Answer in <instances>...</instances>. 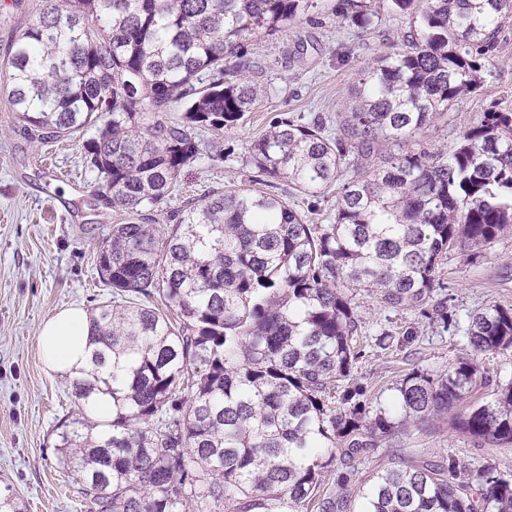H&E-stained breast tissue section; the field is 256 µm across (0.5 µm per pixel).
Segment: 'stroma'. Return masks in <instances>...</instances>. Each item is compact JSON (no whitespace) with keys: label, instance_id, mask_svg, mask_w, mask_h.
<instances>
[{"label":"stroma","instance_id":"stroma-1","mask_svg":"<svg viewBox=\"0 0 512 512\" xmlns=\"http://www.w3.org/2000/svg\"><path fill=\"white\" fill-rule=\"evenodd\" d=\"M343 4L318 0L296 25L252 42L261 65L256 81L272 87V94L224 135L196 129L202 153L185 168L169 199L151 210L156 223L168 224L171 213L201 203L217 186L248 178L254 189L265 190L267 176L246 163L250 144L283 115L305 122L335 115L368 59L388 51L408 29L405 16L384 12L374 30L358 38L333 16ZM42 5L43 0H0V48ZM492 109H512V25L499 37L480 91L428 125L420 140L429 150H447ZM97 182L81 142L30 138L0 94V497L14 499L20 512H88L78 485L63 474L55 448L60 425L79 411L73 381L45 368L37 334L57 311L90 312L112 298L97 269V252L109 226L125 223L127 214L97 198ZM440 279L456 320L449 328L421 310H383L357 296L369 344L355 376L367 390L369 407H386L392 382L409 371L441 372L463 356L470 313L492 305L512 307V234L486 248L449 252ZM384 331L394 336L386 350L374 343ZM401 453L433 463L451 454L474 466L490 462L512 470V447L475 442L444 418L411 431Z\"/></svg>","mask_w":512,"mask_h":512}]
</instances>
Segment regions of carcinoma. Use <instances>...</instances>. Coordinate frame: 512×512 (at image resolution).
Listing matches in <instances>:
<instances>
[{
  "mask_svg": "<svg viewBox=\"0 0 512 512\" xmlns=\"http://www.w3.org/2000/svg\"><path fill=\"white\" fill-rule=\"evenodd\" d=\"M314 2L44 0L5 51L25 130L95 129L82 147L97 197L129 213L99 246L112 303L91 316L96 370L74 383L83 415L55 445L89 512H512V472L492 464L400 458L356 482L373 449L448 414L471 439L512 447V381L480 362L512 352V308L470 315L468 354L407 373L373 414L353 375L365 356L355 291L383 308L428 305L448 327L441 261L512 232V111L482 113L443 152L417 140L483 86L512 0H381L409 31L368 60L336 120L285 115L248 147L298 194L338 190L330 223H308L274 183L217 186L172 224L144 222L200 154L195 129L220 135L269 96L252 80L253 39ZM377 17L345 0L359 34ZM384 142L399 150L378 161ZM103 398L112 419L95 424L86 412Z\"/></svg>",
  "mask_w": 512,
  "mask_h": 512,
  "instance_id": "obj_1",
  "label": "carcinoma"
}]
</instances>
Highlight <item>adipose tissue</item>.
<instances>
[{
	"mask_svg": "<svg viewBox=\"0 0 512 512\" xmlns=\"http://www.w3.org/2000/svg\"><path fill=\"white\" fill-rule=\"evenodd\" d=\"M45 367L54 373L76 376L88 367L93 344L89 340V316L69 308L46 319L37 336Z\"/></svg>",
	"mask_w": 512,
	"mask_h": 512,
	"instance_id": "ef3b65f1",
	"label": "adipose tissue"
}]
</instances>
